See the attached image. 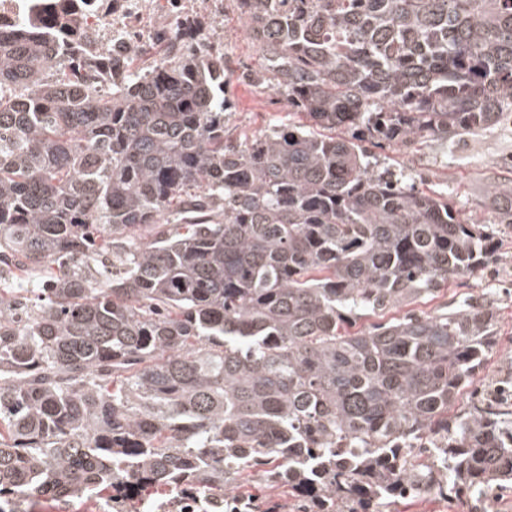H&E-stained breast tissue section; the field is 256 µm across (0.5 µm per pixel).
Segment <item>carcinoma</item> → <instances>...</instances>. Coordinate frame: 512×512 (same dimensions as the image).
<instances>
[{"mask_svg":"<svg viewBox=\"0 0 512 512\" xmlns=\"http://www.w3.org/2000/svg\"><path fill=\"white\" fill-rule=\"evenodd\" d=\"M56 0L0 27V512H382L512 484L489 304L414 305L496 255L374 148L512 118V0H237L288 124L225 135L224 53L185 17L110 55ZM512 224V178L494 183ZM465 405L456 407L460 398ZM239 490L225 498L224 489Z\"/></svg>","mask_w":512,"mask_h":512,"instance_id":"obj_1","label":"carcinoma"}]
</instances>
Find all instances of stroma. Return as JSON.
Wrapping results in <instances>:
<instances>
[{"label": "stroma", "mask_w": 512, "mask_h": 512, "mask_svg": "<svg viewBox=\"0 0 512 512\" xmlns=\"http://www.w3.org/2000/svg\"><path fill=\"white\" fill-rule=\"evenodd\" d=\"M217 43L234 72L255 69L261 58L246 34L239 17L236 0H222L220 8L210 11ZM235 109L228 118L231 137L249 135L286 121L288 107L273 90L259 89L236 79L227 87ZM389 156L395 170L406 174L420 172L438 187L455 195L461 215L490 224L504 247L495 269L478 272L455 282L440 293L438 301L421 304V311L431 313L439 303H456L470 297L473 303L489 302L499 312L498 345L488 359L480 377L495 381L512 376V224H499L487 197V185L501 175L507 160L512 159V123H500L463 135L455 148L434 140L417 149L399 148Z\"/></svg>", "instance_id": "35a3bbf8"}]
</instances>
